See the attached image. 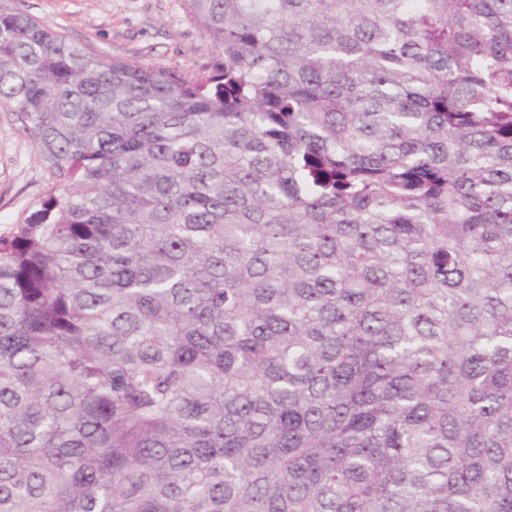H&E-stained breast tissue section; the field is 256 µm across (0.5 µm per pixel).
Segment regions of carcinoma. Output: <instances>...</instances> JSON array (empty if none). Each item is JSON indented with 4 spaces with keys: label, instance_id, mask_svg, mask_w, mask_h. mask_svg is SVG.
<instances>
[{
    "label": "carcinoma",
    "instance_id": "carcinoma-1",
    "mask_svg": "<svg viewBox=\"0 0 512 512\" xmlns=\"http://www.w3.org/2000/svg\"><path fill=\"white\" fill-rule=\"evenodd\" d=\"M182 2L0 8V512H512V0ZM181 0H0L103 54L145 65L198 69L213 63L209 40ZM47 178L31 143L17 131L9 113L0 111V235L11 233L39 208Z\"/></svg>",
    "mask_w": 512,
    "mask_h": 512
}]
</instances>
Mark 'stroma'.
I'll return each mask as SVG.
<instances>
[{
  "label": "stroma",
  "mask_w": 512,
  "mask_h": 512,
  "mask_svg": "<svg viewBox=\"0 0 512 512\" xmlns=\"http://www.w3.org/2000/svg\"><path fill=\"white\" fill-rule=\"evenodd\" d=\"M0 5L36 16L112 58L192 69L213 62L209 40L180 0H0ZM47 178L30 142L9 113L0 111V235L38 209Z\"/></svg>",
  "instance_id": "obj_1"
}]
</instances>
